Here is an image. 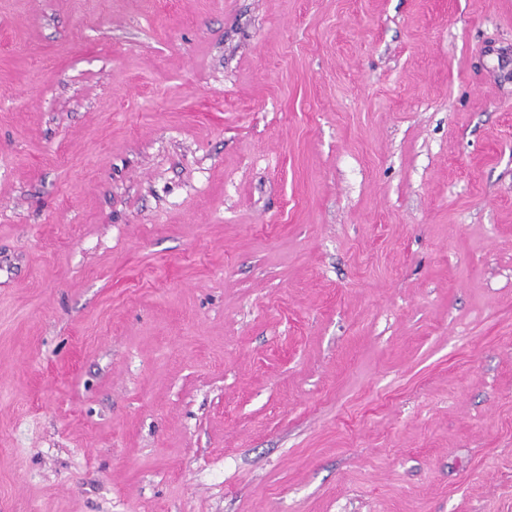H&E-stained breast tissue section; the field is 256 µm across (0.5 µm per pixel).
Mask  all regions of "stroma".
<instances>
[{"label": "stroma", "mask_w": 512, "mask_h": 512, "mask_svg": "<svg viewBox=\"0 0 512 512\" xmlns=\"http://www.w3.org/2000/svg\"><path fill=\"white\" fill-rule=\"evenodd\" d=\"M0 512H512V0H0Z\"/></svg>", "instance_id": "35a3bbf8"}]
</instances>
